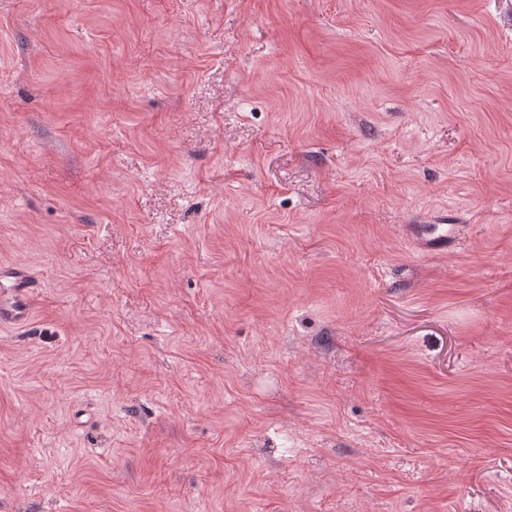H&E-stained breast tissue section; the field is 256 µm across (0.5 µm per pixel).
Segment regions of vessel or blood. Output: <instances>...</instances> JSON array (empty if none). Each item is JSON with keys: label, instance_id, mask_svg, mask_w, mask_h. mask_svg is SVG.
<instances>
[{"label": "vessel or blood", "instance_id": "1", "mask_svg": "<svg viewBox=\"0 0 512 512\" xmlns=\"http://www.w3.org/2000/svg\"><path fill=\"white\" fill-rule=\"evenodd\" d=\"M37 281L25 267L0 265V330L28 326L34 316Z\"/></svg>", "mask_w": 512, "mask_h": 512}]
</instances>
